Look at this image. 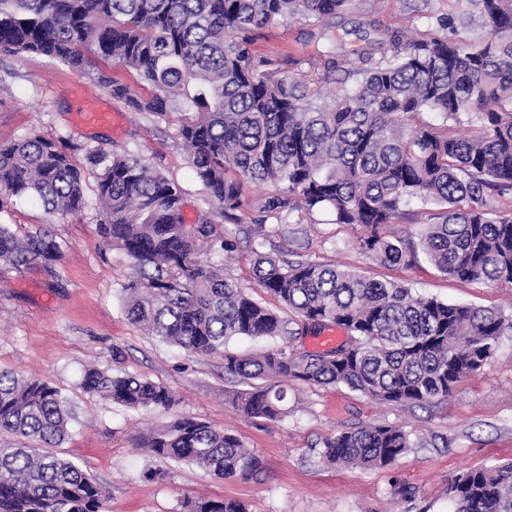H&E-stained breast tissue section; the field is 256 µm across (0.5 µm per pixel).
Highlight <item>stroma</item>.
Instances as JSON below:
<instances>
[{
  "label": "stroma",
  "instance_id": "35a3bbf8",
  "mask_svg": "<svg viewBox=\"0 0 512 512\" xmlns=\"http://www.w3.org/2000/svg\"><path fill=\"white\" fill-rule=\"evenodd\" d=\"M463 0H355L333 31L356 44L367 18L412 35L440 32V21L460 14ZM308 20L272 26L255 45L292 57L309 71L321 40ZM110 103L117 121L86 125L77 96ZM63 135L90 146L125 147L152 159L187 192L185 223L204 204L174 124L129 111L93 85L83 71L45 57L0 54V143L28 131ZM0 224L24 232L49 227L66 247L52 270L0 265V369L57 387L71 411L59 451L106 489L105 512H186L188 501L236 499L249 512H452L450 478L469 467L512 461V334L495 357L464 378L447 401L426 407L380 404L344 386L287 385L288 413L269 422L245 415L224 396L238 388L221 355L187 354L130 324L119 292L129 259L99 232L94 209L51 217L27 202L0 213ZM263 249L344 264L377 280L403 283L416 293L458 304L512 309V288L465 283L438 272L426 259L391 267L355 247L356 225L293 214L268 225ZM125 371L171 389L177 410L240 437L262 463L260 475L220 479L203 467L153 457L136 439L170 420L160 410H130L89 396L80 387L86 367ZM401 427L412 446L382 469L334 468L318 456L322 441L351 426ZM156 469L163 479L144 473Z\"/></svg>",
  "mask_w": 512,
  "mask_h": 512
}]
</instances>
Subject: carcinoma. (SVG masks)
<instances>
[{
	"label": "carcinoma",
	"mask_w": 512,
	"mask_h": 512,
	"mask_svg": "<svg viewBox=\"0 0 512 512\" xmlns=\"http://www.w3.org/2000/svg\"><path fill=\"white\" fill-rule=\"evenodd\" d=\"M353 0H0V53L35 54L83 70L112 99L154 121L177 119V135L207 205L183 222L186 191L127 148L106 150L37 131L0 143V210L11 200L65 218L89 206L103 237L128 256L120 285L127 320L196 354H224V372L244 388L225 393L243 413L275 422L287 412L281 380L342 385L380 403L448 400L457 383L498 352L512 330L500 309L421 296L357 270L253 251L258 287L301 322L255 300L224 268L201 258L231 255L239 240L217 225L284 224L327 211L357 225L361 254L410 266L423 253L463 282L512 286V0H465L447 32L413 38L376 20L346 48L328 41L323 69L292 73L255 50L269 27L297 18L324 35ZM113 62L135 76L112 79ZM341 87L324 96L313 85ZM435 114L440 123L423 120ZM473 137L450 133L461 116ZM271 190L255 198L246 186ZM420 205L417 210L411 209ZM421 218L418 241L392 224ZM64 245L47 228L20 234L0 224V264L49 268ZM330 324L346 343L324 352L282 348L242 356L239 337L286 338ZM81 387L139 410L178 405L167 387L127 372L91 368ZM61 391L0 370V512H102L101 489L51 449L69 433ZM157 457L214 476L256 477L257 456L209 423L174 415L141 436ZM411 447L392 425L348 427L323 440L320 459L386 468ZM454 512H512V462L468 468L448 482ZM188 512H246L234 499L200 500Z\"/></svg>",
	"instance_id": "1"
}]
</instances>
